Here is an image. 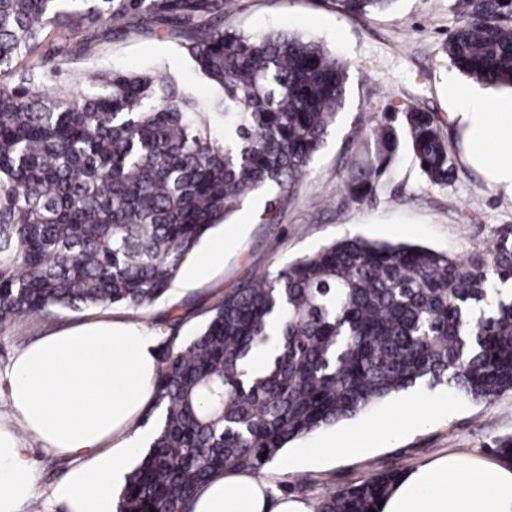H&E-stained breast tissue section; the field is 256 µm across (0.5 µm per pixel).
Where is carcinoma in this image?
<instances>
[{
  "mask_svg": "<svg viewBox=\"0 0 512 512\" xmlns=\"http://www.w3.org/2000/svg\"><path fill=\"white\" fill-rule=\"evenodd\" d=\"M394 0H339L351 18ZM0 0V323L54 308L161 299L199 239L245 198L275 186L277 214L345 106L347 65L291 34L226 30L221 0ZM446 53L464 75L512 87V0H461ZM176 28L213 91L198 98L160 70L92 72L72 60L112 38ZM52 47L49 53L44 52ZM365 159L345 190L372 194L404 148L444 187L455 162L435 115L383 114L360 130ZM512 226L464 261L353 237L251 276L168 351L162 416L116 512H192L228 470L258 472L295 438L420 381L475 402L512 391ZM273 359L248 379L245 359ZM397 479L381 472L330 492L316 512H369Z\"/></svg>",
  "mask_w": 512,
  "mask_h": 512,
  "instance_id": "obj_1",
  "label": "carcinoma"
}]
</instances>
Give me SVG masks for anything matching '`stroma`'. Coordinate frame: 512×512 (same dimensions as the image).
<instances>
[{"instance_id": "obj_1", "label": "stroma", "mask_w": 512, "mask_h": 512, "mask_svg": "<svg viewBox=\"0 0 512 512\" xmlns=\"http://www.w3.org/2000/svg\"><path fill=\"white\" fill-rule=\"evenodd\" d=\"M465 16L459 0H394L385 12L347 17L338 0H224V25L248 34L291 33L320 42L347 64L345 107L276 222L265 218L273 196L248 197L225 223L209 229L166 295L150 306L54 310L46 319L0 323V365L48 333L95 322H136L157 331L158 355L167 336L187 340L204 325L207 310L252 273L276 272L288 261L330 243L358 236L369 241L422 245L464 260L489 248L499 229L512 225V194L490 183L464 159L460 129L448 89L468 83L449 62L444 46ZM164 65L167 73L205 97L210 84L198 76L168 26L138 33L113 24L112 39L77 64L81 70L138 72ZM413 105L437 118L456 163L454 180L430 185L410 153H402L374 193L359 202L344 191V176L361 154L360 127L383 110ZM175 327H157L165 316ZM512 437V391L489 403L419 384L356 416L291 442L259 473L278 494L316 505L334 488L381 471L405 474L439 456L461 454L497 462L499 442ZM361 448L349 451L351 438ZM23 442L34 463L38 495L20 512H65L49 495L72 462L48 451L30 433ZM339 454L311 457L326 445Z\"/></svg>"}]
</instances>
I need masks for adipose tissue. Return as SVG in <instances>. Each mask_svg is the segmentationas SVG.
<instances>
[{
  "mask_svg": "<svg viewBox=\"0 0 512 512\" xmlns=\"http://www.w3.org/2000/svg\"><path fill=\"white\" fill-rule=\"evenodd\" d=\"M468 161L512 192V97L490 101L473 87L449 90ZM155 334L134 322L84 325L41 337L0 368V512H19L37 495L25 430L74 468L51 488L67 512H111V487L145 437L154 396ZM192 512H310L267 482L227 471L210 480ZM380 512H512V465L444 455L403 475Z\"/></svg>",
  "mask_w": 512,
  "mask_h": 512,
  "instance_id": "obj_1",
  "label": "adipose tissue"
}]
</instances>
